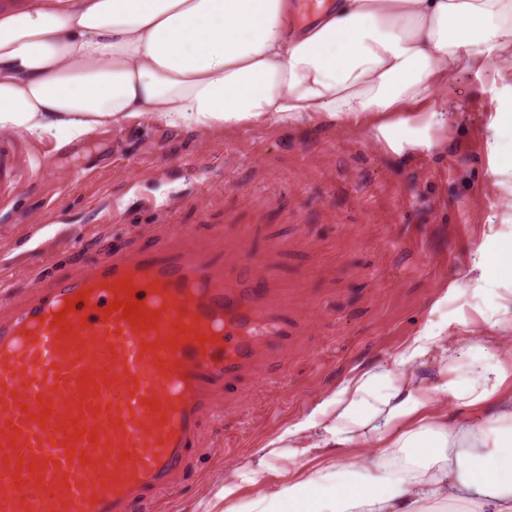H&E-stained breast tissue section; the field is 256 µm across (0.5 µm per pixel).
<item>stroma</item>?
<instances>
[{"label":"stroma","instance_id":"stroma-1","mask_svg":"<svg viewBox=\"0 0 512 512\" xmlns=\"http://www.w3.org/2000/svg\"><path fill=\"white\" fill-rule=\"evenodd\" d=\"M500 95L491 73L449 76L436 99L456 116L430 130L432 149L409 156L370 139L364 116L194 133L143 117L64 147L0 130L20 172L0 201V318L46 274H87L117 251L199 253L222 268L257 257L253 275L273 279L288 337L210 391L197 446L157 505L250 512L315 467L266 454L282 430L356 376L393 368L424 330L488 331L504 285L466 273L477 247L512 244V188L499 173L507 141L490 127ZM452 282L460 293L444 295Z\"/></svg>","mask_w":512,"mask_h":512}]
</instances>
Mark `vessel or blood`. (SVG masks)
I'll return each instance as SVG.
<instances>
[{
	"label": "vessel or blood",
	"instance_id": "obj_1",
	"mask_svg": "<svg viewBox=\"0 0 512 512\" xmlns=\"http://www.w3.org/2000/svg\"><path fill=\"white\" fill-rule=\"evenodd\" d=\"M254 264L116 254L0 318V512H137L170 495L208 390L288 334Z\"/></svg>",
	"mask_w": 512,
	"mask_h": 512
}]
</instances>
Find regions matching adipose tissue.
Wrapping results in <instances>:
<instances>
[{
    "label": "adipose tissue",
    "mask_w": 512,
    "mask_h": 512,
    "mask_svg": "<svg viewBox=\"0 0 512 512\" xmlns=\"http://www.w3.org/2000/svg\"><path fill=\"white\" fill-rule=\"evenodd\" d=\"M493 79L509 98L493 120L512 128V0H333L299 27L290 0H14L0 7V130L59 144L106 124L148 117L193 132L265 121L302 126L372 114L373 139L395 152L431 148L447 123L433 94L450 75ZM472 270L508 290L482 336L496 347L512 329V246L477 247ZM455 377L425 388L422 358ZM468 418L432 415L434 393ZM373 426L381 456L416 449L417 470L379 464L337 487L329 450L355 448ZM494 448L480 453L487 434ZM326 464L256 499L251 512H421L463 501L470 512H512V372L446 330L416 337L395 368L349 381L268 444Z\"/></svg>",
    "instance_id": "1"
}]
</instances>
